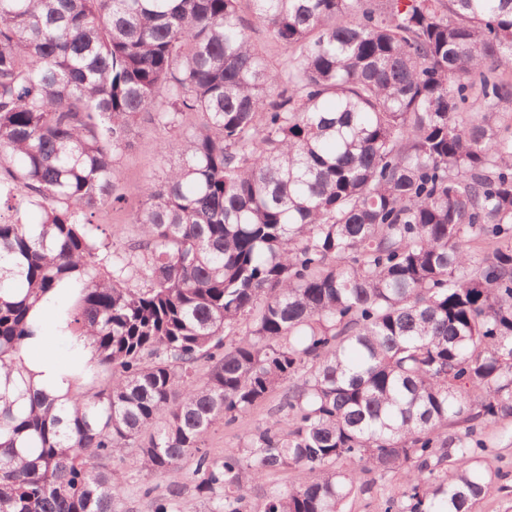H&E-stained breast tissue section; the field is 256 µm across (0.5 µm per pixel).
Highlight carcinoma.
<instances>
[{
  "label": "carcinoma",
  "mask_w": 512,
  "mask_h": 512,
  "mask_svg": "<svg viewBox=\"0 0 512 512\" xmlns=\"http://www.w3.org/2000/svg\"><path fill=\"white\" fill-rule=\"evenodd\" d=\"M509 72L512 0H0V512H126L128 453L151 512L189 481L244 512L286 468L254 512L399 471L385 512H474L505 478L474 437L512 418ZM142 118L164 171L131 201ZM49 302L94 347L71 395L25 377ZM244 17L249 25L248 34L251 40L258 46L265 48L269 60L274 66H276L284 55V49H282L280 46L276 45L269 39L264 28H262L252 20L247 10H245L244 12ZM279 393L280 391H277L268 401L250 411L242 424H219L212 428L207 436L208 448L218 454L236 452L243 443L242 432L245 427L265 421L275 414ZM297 478V472L292 469L271 472L261 480H254L249 474H245L243 482L248 487L247 500L250 505L255 506L266 492L277 488H289L297 482Z\"/></svg>",
  "instance_id": "carcinoma-1"
}]
</instances>
